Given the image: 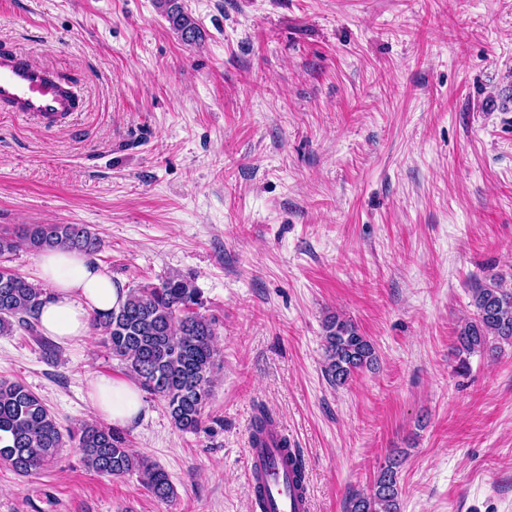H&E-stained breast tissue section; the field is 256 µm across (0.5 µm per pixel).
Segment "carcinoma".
Returning <instances> with one entry per match:
<instances>
[{"label":"carcinoma","mask_w":512,"mask_h":512,"mask_svg":"<svg viewBox=\"0 0 512 512\" xmlns=\"http://www.w3.org/2000/svg\"><path fill=\"white\" fill-rule=\"evenodd\" d=\"M156 4L182 41L202 38L180 0ZM103 246V239L86 224H23L0 231V259L21 249H66L93 256ZM45 298L46 289L0 265V335L16 327L36 332ZM471 299L473 317L456 333L459 356L491 351L495 340H512V291L495 283L480 285L472 289ZM202 306L194 280L173 273L157 285L129 289L118 309L93 318L112 358L147 393L165 402L171 421L183 432L201 429L218 366L216 323L199 312ZM323 328L325 373L332 385L343 387L355 371L373 363L374 346L339 315L328 317ZM70 440L77 443L88 470L115 478L136 473L154 499L170 502L176 496L165 470L136 455L121 431L86 422ZM64 446L60 426L42 399L21 382L0 378V466L29 475L57 463ZM398 467L399 460L392 459L369 492L349 497L346 512H400Z\"/></svg>","instance_id":"1"}]
</instances>
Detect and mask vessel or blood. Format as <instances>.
<instances>
[{
  "instance_id": "1",
  "label": "vessel or blood",
  "mask_w": 512,
  "mask_h": 512,
  "mask_svg": "<svg viewBox=\"0 0 512 512\" xmlns=\"http://www.w3.org/2000/svg\"><path fill=\"white\" fill-rule=\"evenodd\" d=\"M0 110L21 114L46 127L79 110L78 97L53 72L13 50H0ZM278 430L247 444L248 478L261 488L266 512H309L310 502L295 487L293 475L279 454Z\"/></svg>"
}]
</instances>
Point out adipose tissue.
Here are the masks:
<instances>
[{
	"mask_svg": "<svg viewBox=\"0 0 512 512\" xmlns=\"http://www.w3.org/2000/svg\"><path fill=\"white\" fill-rule=\"evenodd\" d=\"M37 278L47 288V301L38 312L41 331L62 342L87 337L93 315L119 308L124 288L85 254L49 250L37 261ZM89 407L94 416L110 424L129 426L141 416L144 402L133 384L107 376L89 381Z\"/></svg>",
	"mask_w": 512,
	"mask_h": 512,
	"instance_id": "obj_1",
	"label": "adipose tissue"
}]
</instances>
